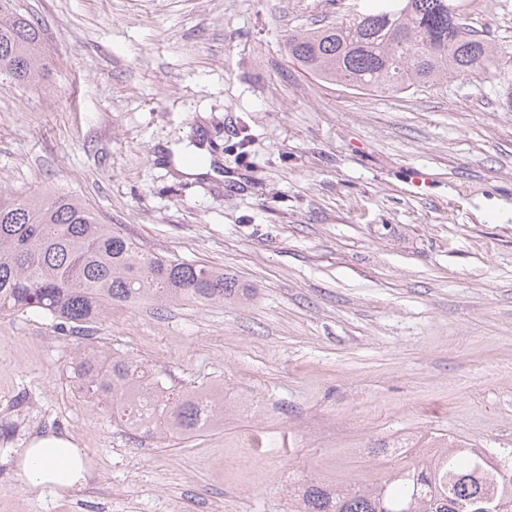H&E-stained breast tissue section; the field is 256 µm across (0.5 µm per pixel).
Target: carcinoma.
<instances>
[{
  "label": "carcinoma",
  "mask_w": 512,
  "mask_h": 512,
  "mask_svg": "<svg viewBox=\"0 0 512 512\" xmlns=\"http://www.w3.org/2000/svg\"><path fill=\"white\" fill-rule=\"evenodd\" d=\"M451 0H398L331 26L288 37L290 57L324 82L378 94L403 93L480 69H499V47L451 12ZM46 65L38 23L0 0V77L38 85ZM251 289L223 271L140 249L102 224L77 196L51 188L24 196L0 186V315L36 311L85 328L114 303L167 306L237 304ZM74 390L142 439L183 440L224 425L235 399L222 386L184 391L145 362L75 339L68 366ZM409 438L381 439L371 452L410 448ZM434 458L420 457L383 482L330 485L312 480L289 490L294 512H512V473L497 490L483 476L499 473L485 453L446 434L430 437Z\"/></svg>",
  "instance_id": "carcinoma-1"
}]
</instances>
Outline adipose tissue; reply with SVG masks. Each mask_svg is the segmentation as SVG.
I'll return each instance as SVG.
<instances>
[{
  "instance_id": "1",
  "label": "adipose tissue",
  "mask_w": 512,
  "mask_h": 512,
  "mask_svg": "<svg viewBox=\"0 0 512 512\" xmlns=\"http://www.w3.org/2000/svg\"><path fill=\"white\" fill-rule=\"evenodd\" d=\"M19 473L26 490L37 497L47 490L61 496L71 493L88 486L97 476L93 461L73 438L56 434L32 438L22 452Z\"/></svg>"
}]
</instances>
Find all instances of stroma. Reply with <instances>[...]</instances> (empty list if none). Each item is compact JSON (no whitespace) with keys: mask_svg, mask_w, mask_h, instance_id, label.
Wrapping results in <instances>:
<instances>
[{"mask_svg":"<svg viewBox=\"0 0 512 512\" xmlns=\"http://www.w3.org/2000/svg\"><path fill=\"white\" fill-rule=\"evenodd\" d=\"M506 52L512 0H456ZM384 0H12L48 78L0 79V186L72 192L147 252L252 288L227 306H113L92 334L184 388L264 414L170 446L72 389L74 334L0 316V512H291L316 473L382 477L393 435L446 433L512 470V83L475 72L384 97L320 81L289 35ZM206 141L218 177L168 145ZM69 434L95 484L29 495L32 435ZM170 148L172 149V151L175 154L174 159L176 162V169L179 173H181L187 177H190V178H196L199 176H207L208 174L211 177H218L219 174L217 173V171H215L211 167L210 155L205 147L199 146L194 143L189 146V148L186 152V153L199 154V155H202L205 157V159H206L205 163L203 165H199V166H189V165L183 164L182 162L179 161V159H177V156L183 157L184 153L177 152L173 147H170Z\"/></svg>","mask_w":512,"mask_h":512,"instance_id":"obj_1","label":"stroma"}]
</instances>
